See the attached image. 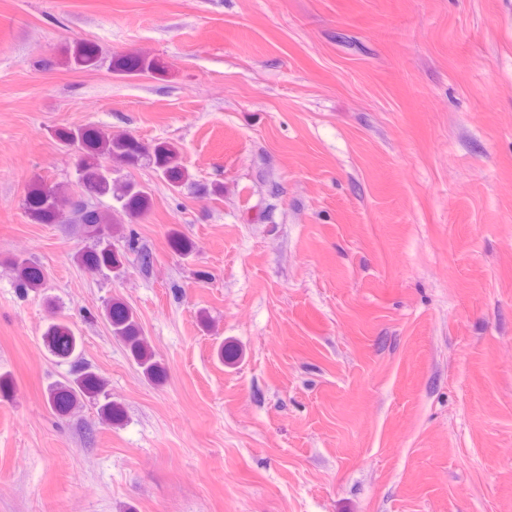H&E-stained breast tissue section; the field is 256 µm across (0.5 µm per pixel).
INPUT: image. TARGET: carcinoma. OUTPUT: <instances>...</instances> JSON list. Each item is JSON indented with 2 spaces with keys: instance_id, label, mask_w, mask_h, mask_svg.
I'll list each match as a JSON object with an SVG mask.
<instances>
[{
  "instance_id": "cac0c4a2",
  "label": "carcinoma",
  "mask_w": 512,
  "mask_h": 512,
  "mask_svg": "<svg viewBox=\"0 0 512 512\" xmlns=\"http://www.w3.org/2000/svg\"><path fill=\"white\" fill-rule=\"evenodd\" d=\"M67 63L75 69H94L101 65L98 47L91 42L77 41L66 50ZM117 71L137 75L153 68L152 61L142 55H125L115 64ZM57 137L65 144L78 146L77 183L82 193L73 195L61 186L33 183L25 196L24 209L35 224H62L63 217L77 215L73 223L83 227L93 246L81 252L77 260L98 273L112 272L122 265L124 253L113 248L112 221L94 200L109 196L131 217L143 215L150 206V193L131 178L114 176L112 162L125 166L147 165L158 172L173 188L192 185L190 175L181 163L180 150L167 141L145 145L129 135L114 136L98 127L63 128ZM126 250L136 253L142 268L152 264L151 253L140 245L135 233L126 240ZM17 285L21 289L41 287L45 274L41 266L23 257L12 260ZM112 335L120 337L130 348L143 373L152 380L163 376V367L148 347L133 310L119 300H109L103 313ZM42 339L51 354L60 362L78 358L81 338L69 323L57 320L45 328ZM106 381L88 365L76 369L72 376L48 387V404L61 416L76 408L86 397L105 393Z\"/></svg>"
}]
</instances>
